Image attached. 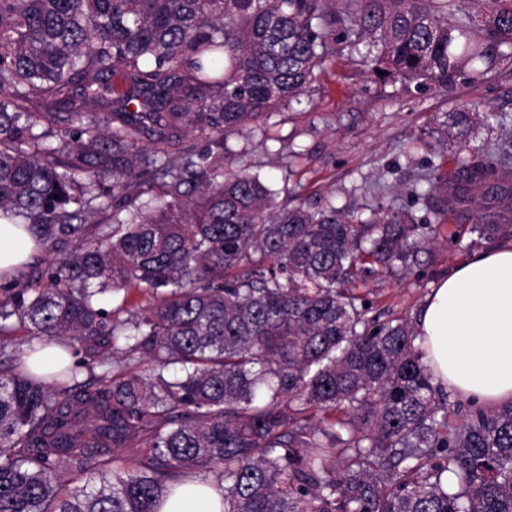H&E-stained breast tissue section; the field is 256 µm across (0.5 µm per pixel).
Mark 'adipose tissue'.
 Wrapping results in <instances>:
<instances>
[{
    "mask_svg": "<svg viewBox=\"0 0 512 512\" xmlns=\"http://www.w3.org/2000/svg\"><path fill=\"white\" fill-rule=\"evenodd\" d=\"M35 245L23 225L0 219V274L25 264ZM417 342L436 384L470 402H512V240L470 255L431 288ZM159 512H224L210 481L175 486Z\"/></svg>",
    "mask_w": 512,
    "mask_h": 512,
    "instance_id": "obj_1",
    "label": "adipose tissue"
}]
</instances>
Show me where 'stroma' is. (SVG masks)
Segmentation results:
<instances>
[{"instance_id":"1","label":"stroma","mask_w":512,"mask_h":512,"mask_svg":"<svg viewBox=\"0 0 512 512\" xmlns=\"http://www.w3.org/2000/svg\"><path fill=\"white\" fill-rule=\"evenodd\" d=\"M465 101L498 115L512 132V59L485 82L460 78L445 89L377 78L344 51L328 58L300 103L271 117L267 132L234 135L229 144L290 198L312 204L332 200L363 213L393 204L420 221L427 207L411 190L428 169L454 174L456 146L435 152L431 145L441 137L443 113ZM500 129L478 123L472 146L492 145ZM292 150L298 153L293 162L287 158ZM470 227L448 217L410 271L378 269L357 280L356 291L371 315L384 321L414 319L435 282L471 253L486 249Z\"/></svg>"}]
</instances>
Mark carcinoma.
<instances>
[{
	"instance_id": "cac0c4a2",
	"label": "carcinoma",
	"mask_w": 512,
	"mask_h": 512,
	"mask_svg": "<svg viewBox=\"0 0 512 512\" xmlns=\"http://www.w3.org/2000/svg\"><path fill=\"white\" fill-rule=\"evenodd\" d=\"M455 11L0 0V213L42 248L76 243L39 287L0 282V512H158L169 486L207 472L224 512H512V403L449 426L414 329L368 318L352 288L417 263L476 197L512 200V137L485 152L469 132L491 115L474 102L445 115L467 156L451 183L434 168L414 190L423 224L393 205L366 220L283 205L226 146L300 102L337 45L374 75L484 81L512 58V9ZM511 221L491 206L470 232L491 239ZM133 289L151 297L139 313ZM18 329L88 359L49 382L19 372ZM119 448L136 451L129 465ZM67 469L88 479L67 488Z\"/></svg>"
}]
</instances>
